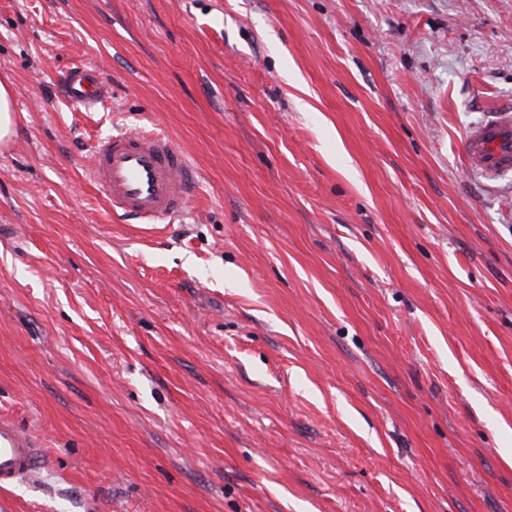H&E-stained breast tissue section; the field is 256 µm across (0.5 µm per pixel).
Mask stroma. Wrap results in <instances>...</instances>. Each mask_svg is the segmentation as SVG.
Returning a JSON list of instances; mask_svg holds the SVG:
<instances>
[{
    "mask_svg": "<svg viewBox=\"0 0 512 512\" xmlns=\"http://www.w3.org/2000/svg\"><path fill=\"white\" fill-rule=\"evenodd\" d=\"M99 67L88 109L60 77ZM0 512H512V0H0ZM194 171L112 214L98 139ZM14 90L7 82L0 81V146L8 147L15 127ZM512 109L486 116L463 137L464 157L488 180L512 171ZM88 177L113 212L155 224L186 210L193 172L166 137L117 132L94 145ZM45 443L0 415V489L27 482L45 462Z\"/></svg>",
    "mask_w": 512,
    "mask_h": 512,
    "instance_id": "1",
    "label": "stroma"
}]
</instances>
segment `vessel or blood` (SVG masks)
I'll return each instance as SVG.
<instances>
[{"instance_id":"1","label":"vessel or blood","mask_w":512,"mask_h":512,"mask_svg":"<svg viewBox=\"0 0 512 512\" xmlns=\"http://www.w3.org/2000/svg\"><path fill=\"white\" fill-rule=\"evenodd\" d=\"M67 99L78 106L105 102L107 85L95 69L73 68L64 79ZM464 157L489 180L512 172V111L486 116L463 137ZM113 212L155 224L183 213L193 173L183 151L151 132H117L97 142L88 168ZM43 441L0 415V489L27 482L42 468Z\"/></svg>"}]
</instances>
